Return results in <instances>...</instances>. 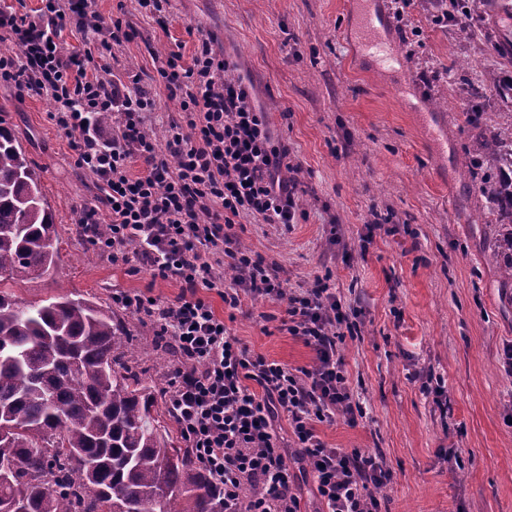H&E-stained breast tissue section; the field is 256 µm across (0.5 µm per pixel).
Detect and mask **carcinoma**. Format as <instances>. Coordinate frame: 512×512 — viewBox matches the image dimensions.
<instances>
[{"label": "carcinoma", "mask_w": 512, "mask_h": 512, "mask_svg": "<svg viewBox=\"0 0 512 512\" xmlns=\"http://www.w3.org/2000/svg\"><path fill=\"white\" fill-rule=\"evenodd\" d=\"M471 167L490 209L512 302V122L479 137ZM56 233L40 170L0 126V285L46 275ZM114 314L58 295L28 305L0 289V512H224L192 451L174 444L154 392L125 360Z\"/></svg>", "instance_id": "cac0c4a2"}]
</instances>
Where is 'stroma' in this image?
<instances>
[{"label": "stroma", "mask_w": 512, "mask_h": 512, "mask_svg": "<svg viewBox=\"0 0 512 512\" xmlns=\"http://www.w3.org/2000/svg\"><path fill=\"white\" fill-rule=\"evenodd\" d=\"M100 17L122 18L133 37L64 29L63 55L91 50L95 76L139 75L157 100L151 129L163 136L180 110L157 70L168 53L190 65L202 41L229 54L253 85L274 137L288 145L306 192L295 224L244 219L240 243L276 263L284 288L331 275L358 333L339 345L365 415L320 425L329 446L381 457L391 472L384 512H512V378L501 357L512 347V303L499 287L484 227L498 221L466 165L476 152L470 122L512 112L491 81L512 72V0H488L461 23L433 24L431 0L382 12L399 57L404 91L395 90L358 50L359 5L352 0H170L158 25L140 0H96ZM484 88L481 99L470 89ZM53 103L18 98L0 83V125L11 128L41 170L55 215L59 258L51 275L11 285L37 303L59 294L113 310L133 336L143 383L161 392L175 367L161 360L151 322L112 306V289L165 302L181 286L149 270L126 275L76 230L96 190L75 164L73 136L50 119ZM213 306L232 336L291 368L313 362L302 340L281 331L279 304L244 299ZM436 379L440 401L421 390Z\"/></svg>", "instance_id": "obj_1"}]
</instances>
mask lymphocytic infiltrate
<instances>
[{"label":"lymphocytic infiltrate","instance_id":"1","mask_svg":"<svg viewBox=\"0 0 512 512\" xmlns=\"http://www.w3.org/2000/svg\"><path fill=\"white\" fill-rule=\"evenodd\" d=\"M40 20L0 10V81L18 93L49 98L50 118L77 134L78 168L97 193L78 219L85 237L127 272L151 271L175 281L176 301L116 288V307L144 316L181 352L164 398L198 464L212 475L224 512H301L288 454L307 461L323 512H382L379 491L390 473L375 456L328 446L317 427L343 417L356 424L363 409L350 388L338 343L350 322L329 277L287 291L277 265L242 248L236 227L254 217L266 224L298 219L296 179L286 144L274 142L236 63L202 45L191 65L170 52L159 75L181 115L169 119L164 141L149 133L154 98L121 79L89 76L91 52L62 55L56 41L83 28L90 0H42ZM108 112L112 127L89 126V113ZM142 160L144 172L130 169ZM234 272L225 282L223 267ZM229 308L243 298L282 305L281 328L314 353L311 367L289 368L250 351L231 336L210 301ZM293 435L285 443L280 421ZM248 486L256 495H245Z\"/></svg>","mask_w":512,"mask_h":512}]
</instances>
